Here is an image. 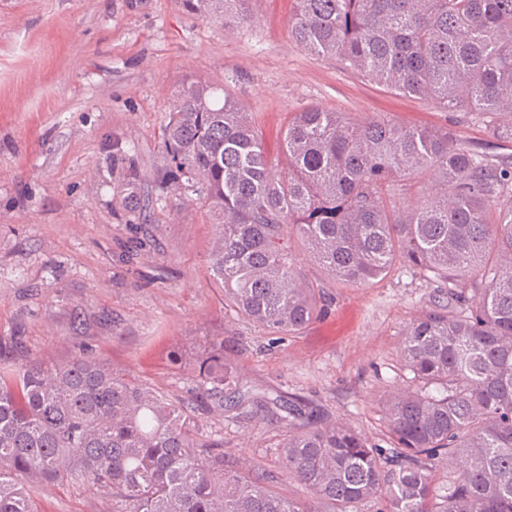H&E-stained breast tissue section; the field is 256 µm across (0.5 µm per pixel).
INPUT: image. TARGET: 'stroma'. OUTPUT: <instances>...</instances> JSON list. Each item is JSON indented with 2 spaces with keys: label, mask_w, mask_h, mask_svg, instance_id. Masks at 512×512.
I'll list each match as a JSON object with an SVG mask.
<instances>
[{
  "label": "stroma",
  "mask_w": 512,
  "mask_h": 512,
  "mask_svg": "<svg viewBox=\"0 0 512 512\" xmlns=\"http://www.w3.org/2000/svg\"><path fill=\"white\" fill-rule=\"evenodd\" d=\"M252 20L226 24L182 0H0V360L66 363L86 354L173 401L187 402L205 435L223 437L230 466L283 477L273 422H231L202 410L195 364L213 348L233 358L246 388L296 394L389 448L381 400L408 383L398 356L406 326L442 297L435 282L396 271L332 281L295 246L321 284L327 310L277 338L225 307L209 276L213 236L204 207L158 210L131 224L112 186L123 171L113 137L141 170L164 165L166 111L191 78L224 83L252 112L272 158L296 112L318 106L406 128L445 127L489 162H512L463 112L391 91L337 61L304 51L289 23L297 0H252ZM149 249L132 256L134 243ZM40 512H112L79 483L35 491Z\"/></svg>",
  "instance_id": "stroma-1"
}]
</instances>
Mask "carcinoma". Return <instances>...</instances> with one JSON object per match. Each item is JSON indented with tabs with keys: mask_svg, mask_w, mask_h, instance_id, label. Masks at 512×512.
Segmentation results:
<instances>
[{
	"mask_svg": "<svg viewBox=\"0 0 512 512\" xmlns=\"http://www.w3.org/2000/svg\"><path fill=\"white\" fill-rule=\"evenodd\" d=\"M224 23L251 0H183ZM293 39L374 83L486 122L512 144V0H298ZM152 179L112 138L113 187L128 213L196 202L215 234L209 268L224 301L279 336L322 308L290 238L334 280L364 284L397 267L448 285L447 302L417 316L400 356L413 386L388 395L383 450L312 401L244 389L216 349L197 365L219 412L285 429L288 477L276 490L257 467L224 468V441L187 409L91 356L64 364H0V512H39L33 489L90 482L112 512H512V172L457 143L448 128L361 123L313 106L283 136L279 173L251 113L225 86L184 83L168 110ZM412 187L423 205L396 196ZM448 483L434 484L436 459Z\"/></svg>",
	"mask_w": 512,
	"mask_h": 512,
	"instance_id": "carcinoma-1",
	"label": "carcinoma"
}]
</instances>
